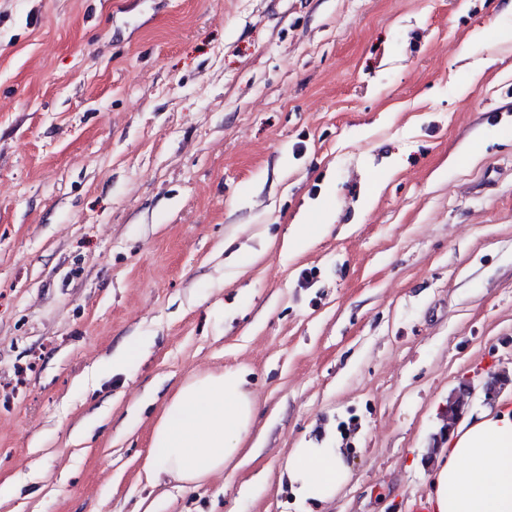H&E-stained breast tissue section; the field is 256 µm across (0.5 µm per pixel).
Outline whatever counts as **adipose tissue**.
I'll list each match as a JSON object with an SVG mask.
<instances>
[{"mask_svg": "<svg viewBox=\"0 0 512 512\" xmlns=\"http://www.w3.org/2000/svg\"><path fill=\"white\" fill-rule=\"evenodd\" d=\"M255 401L245 371L227 367L181 384L152 430L154 481L193 485L234 465L251 432ZM347 449L317 443L292 449L290 487L311 504L336 498L350 479ZM428 503L434 512H512V396L470 411L432 456Z\"/></svg>", "mask_w": 512, "mask_h": 512, "instance_id": "1", "label": "adipose tissue"}]
</instances>
